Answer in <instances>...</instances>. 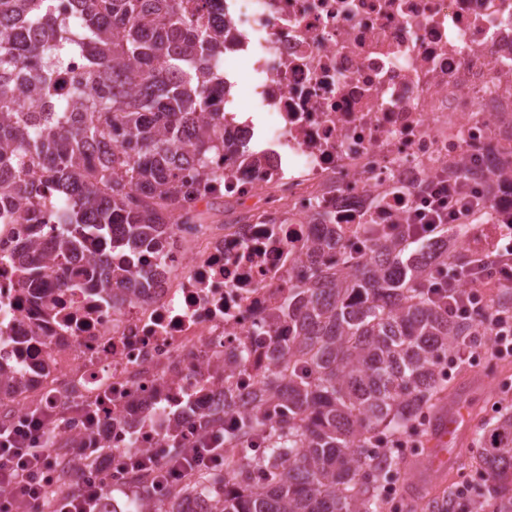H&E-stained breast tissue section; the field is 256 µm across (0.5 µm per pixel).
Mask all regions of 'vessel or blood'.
Returning <instances> with one entry per match:
<instances>
[{"instance_id":"1","label":"vessel or blood","mask_w":512,"mask_h":512,"mask_svg":"<svg viewBox=\"0 0 512 512\" xmlns=\"http://www.w3.org/2000/svg\"><path fill=\"white\" fill-rule=\"evenodd\" d=\"M468 418V409L462 402L438 407L432 426L430 448L427 456L418 463V471L432 474L447 470L454 452L464 440L462 431Z\"/></svg>"}]
</instances>
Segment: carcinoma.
<instances>
[{
  "instance_id": "1",
  "label": "carcinoma",
  "mask_w": 512,
  "mask_h": 512,
  "mask_svg": "<svg viewBox=\"0 0 512 512\" xmlns=\"http://www.w3.org/2000/svg\"><path fill=\"white\" fill-rule=\"evenodd\" d=\"M0 0V224H31L48 200L59 216L49 252L19 255L34 278L76 251L117 298L139 252L197 222V187L215 178L224 145V0ZM84 68L58 91L57 77ZM457 235H379L371 256L336 270L306 266L280 306L288 338L247 400L224 402L235 423L205 415L224 437V467L163 498L143 480L130 512H384L398 473L376 444L408 433L432 407L441 365L471 326L427 295L461 259ZM0 391L19 383L4 366ZM487 480L469 512H512V414L479 438Z\"/></svg>"
}]
</instances>
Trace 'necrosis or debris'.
<instances>
[{"instance_id": "obj_1", "label": "necrosis or debris", "mask_w": 512, "mask_h": 512, "mask_svg": "<svg viewBox=\"0 0 512 512\" xmlns=\"http://www.w3.org/2000/svg\"><path fill=\"white\" fill-rule=\"evenodd\" d=\"M224 25L253 61L250 103L263 128L225 96L216 178L201 190L251 214L222 230L177 226L143 254L147 286L120 304L55 274L22 284L0 261V333L23 363L0 404L103 397L114 484L127 453L191 438L200 415L247 397L288 333L278 307L324 233L341 246L322 265L367 259L370 230L419 223L427 189L464 179L512 210V0H224ZM252 166L231 164L257 136ZM193 401L180 419L168 408ZM154 423L128 428L145 408Z\"/></svg>"}]
</instances>
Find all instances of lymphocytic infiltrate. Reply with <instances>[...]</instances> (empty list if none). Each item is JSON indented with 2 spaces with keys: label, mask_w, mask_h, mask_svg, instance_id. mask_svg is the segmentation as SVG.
Listing matches in <instances>:
<instances>
[{
  "label": "lymphocytic infiltrate",
  "mask_w": 512,
  "mask_h": 512,
  "mask_svg": "<svg viewBox=\"0 0 512 512\" xmlns=\"http://www.w3.org/2000/svg\"><path fill=\"white\" fill-rule=\"evenodd\" d=\"M438 203L430 207L431 224H470L489 211L482 191L457 181L436 189ZM512 285V225L503 224L490 251H466L463 263L448 267L434 288L454 320L471 322L472 332L456 347L455 360L475 362L483 353L512 358V305L489 301V283ZM57 415L24 413L0 427V512H99L102 496L112 488V473L85 445H54ZM201 436L183 442L177 452L157 448L126 457V471L154 477V494L166 496L176 483L193 478L201 465L224 464V445L202 447Z\"/></svg>",
  "instance_id": "lymphocytic-infiltrate-1"
}]
</instances>
